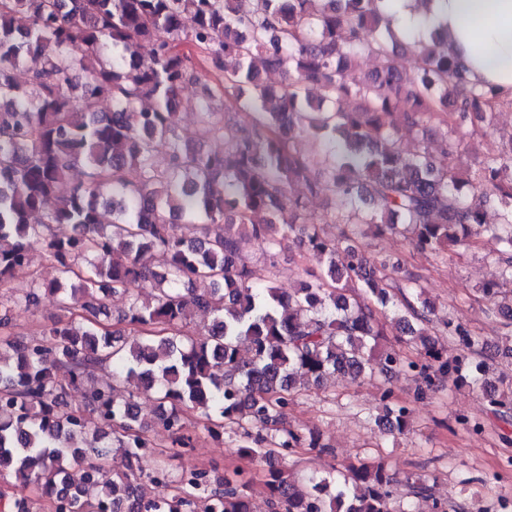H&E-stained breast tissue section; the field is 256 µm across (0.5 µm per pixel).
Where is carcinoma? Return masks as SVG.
<instances>
[{
    "instance_id": "cac0c4a2",
    "label": "carcinoma",
    "mask_w": 512,
    "mask_h": 512,
    "mask_svg": "<svg viewBox=\"0 0 512 512\" xmlns=\"http://www.w3.org/2000/svg\"><path fill=\"white\" fill-rule=\"evenodd\" d=\"M389 0H0V285L40 248L55 268L49 280L0 292V480L33 488L50 512H253L245 470H189L171 477L166 464L140 468L154 451L149 426L192 446L189 414L215 436L240 432L236 453L266 463L262 493L270 512H466L435 497L420 473L400 478L383 462L332 465L297 479L294 449L332 453L317 430L283 422L294 399L331 376L356 380L400 375L420 397L444 378L481 393L488 412L512 419V382L486 377L487 343L465 323L448 320L450 354L426 335L433 308L419 286L388 287L390 261L352 244L364 224L401 233L415 248L462 247L475 235L492 242L495 271L479 292L487 309L512 328V135L502 138L499 112L512 100L472 84L436 31L412 43V74L399 69ZM186 45L224 73V109L249 108L251 130L217 119L213 95L179 97L201 80ZM40 67L21 81L25 57ZM375 58L368 74L358 60ZM279 74L280 84L263 80ZM251 94L243 96V87ZM111 106L108 112L101 105ZM198 113V138H222V153L204 152L177 132L179 110ZM327 136L323 156L295 147L296 124ZM496 150L459 160L466 126ZM427 139L443 130L442 152L405 155L401 130ZM169 162L154 165L158 140ZM86 169L87 183L70 172ZM136 168L130 184L125 171ZM302 183L310 198L340 203L316 217L289 193ZM494 196L495 221L461 195ZM58 201L46 210L49 200ZM112 208V223L101 209ZM342 224L341 238L320 231ZM293 234L315 263L309 280L283 293L242 259L261 248L275 265L282 238ZM56 298L68 317L27 342L12 337L13 313ZM127 297L122 320L130 341L105 324V299ZM209 318L194 339L187 320ZM419 357L381 343L380 319ZM112 367V380L90 381ZM84 388L80 407L68 390ZM154 392L160 411L142 417L136 397ZM379 429L403 435L407 402L384 390ZM176 490L148 497L144 482ZM98 488L95 497L86 485Z\"/></svg>"
}]
</instances>
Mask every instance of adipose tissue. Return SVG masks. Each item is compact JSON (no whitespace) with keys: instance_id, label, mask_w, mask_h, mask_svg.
<instances>
[{"instance_id":"1","label":"adipose tissue","mask_w":512,"mask_h":512,"mask_svg":"<svg viewBox=\"0 0 512 512\" xmlns=\"http://www.w3.org/2000/svg\"><path fill=\"white\" fill-rule=\"evenodd\" d=\"M392 26L412 39L440 27L469 80L512 98V0H394Z\"/></svg>"}]
</instances>
